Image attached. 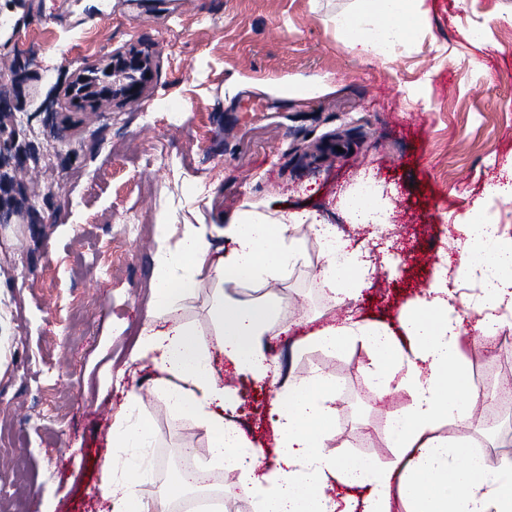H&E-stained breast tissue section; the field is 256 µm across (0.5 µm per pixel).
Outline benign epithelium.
<instances>
[{"instance_id": "obj_1", "label": "benign epithelium", "mask_w": 512, "mask_h": 512, "mask_svg": "<svg viewBox=\"0 0 512 512\" xmlns=\"http://www.w3.org/2000/svg\"><path fill=\"white\" fill-rule=\"evenodd\" d=\"M112 73L122 77V83L112 89V94L90 95L81 86V79L68 85L66 98L75 108L93 109L102 101L123 106L138 99L150 77L149 59L138 51H117L112 54Z\"/></svg>"}]
</instances>
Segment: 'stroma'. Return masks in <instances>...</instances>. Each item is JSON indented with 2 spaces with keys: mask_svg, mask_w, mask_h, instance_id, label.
I'll return each mask as SVG.
<instances>
[{
  "mask_svg": "<svg viewBox=\"0 0 512 512\" xmlns=\"http://www.w3.org/2000/svg\"><path fill=\"white\" fill-rule=\"evenodd\" d=\"M357 0H0V126L16 131L0 156V512H97L105 453L142 466L145 498L175 483L172 457H207L193 419L174 417L150 388L157 372L133 359L148 302L160 225L229 221L243 203L306 210L374 255L358 298L335 302L313 286L320 243L291 228L299 260L276 288L246 284L243 298L277 293L291 327L270 355L296 376L336 382L326 445L389 464V413L402 388L371 389L373 354L360 341L330 354L308 337L348 319L395 323L429 288L435 269L460 261L456 229L473 213L512 238V201L490 188L512 179V0H425L419 31L388 56L349 43L335 18ZM483 30L485 41L469 35ZM150 59L142 96L90 112L65 89L113 52ZM152 119L142 120L141 111ZM315 145L313 155L295 147ZM371 175L374 200L392 205L381 228L349 223L340 194ZM118 246L117 269L106 264ZM213 286L201 272L181 301L184 321L215 345ZM216 375L244 398L232 420L272 449L281 382L260 383L219 358ZM150 421L147 448L109 449L108 418L129 391ZM487 395L461 427L469 439L512 449V410L483 424Z\"/></svg>",
  "mask_w": 512,
  "mask_h": 512,
  "instance_id": "stroma-1",
  "label": "stroma"
}]
</instances>
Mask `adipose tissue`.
<instances>
[{
	"label": "adipose tissue",
	"mask_w": 512,
	"mask_h": 512,
	"mask_svg": "<svg viewBox=\"0 0 512 512\" xmlns=\"http://www.w3.org/2000/svg\"><path fill=\"white\" fill-rule=\"evenodd\" d=\"M422 2L359 0L356 10L337 16L336 26L363 50L384 56L411 40ZM342 208L354 224L389 221L388 213L374 204L366 182L343 197ZM296 224L309 225L321 245L318 287L349 298L358 295L367 262L350 250L335 225L305 212L247 203L229 223L214 225L217 235L233 242L229 253L214 260L203 229L189 224L177 241L160 237L151 287L154 322L142 330L134 353L135 359L159 368L155 392L174 413L193 417L207 436L210 465L237 472L250 488L254 512H393L397 501L404 512H512V462L489 468L467 439L436 433L441 421L465 420L474 400L460 352L463 312L448 298V270L442 265L425 295L403 308L402 336L379 322H354L321 329L309 338L311 345L332 354L350 341H362L375 358L370 371L373 391H411V405L387 420L394 461L380 467L363 457L345 460L328 451L325 440L335 421L336 385L315 369L289 377L276 396L278 459L275 466L262 469L263 449L252 446L227 416L239 395L215 378L214 363L221 353L239 374L256 382L268 378L269 338L275 323L284 319V309L275 301L235 298L232 291L246 283L287 280L297 261L288 242L289 228ZM458 230V276H473L486 261L494 268L481 282L485 315L476 324L480 334L489 337L501 326L499 311L512 313V240L503 239L498 225L482 217H469ZM205 268L217 288L209 313L217 336L213 348L201 343L197 331L178 315L181 299L197 288V276ZM137 402V394L129 393L125 411L111 425L115 447L147 445L151 425L135 417ZM144 479V472L128 473L113 458H105L98 494L106 512H169L168 496L144 503L138 490Z\"/></svg>",
	"instance_id": "1"
}]
</instances>
